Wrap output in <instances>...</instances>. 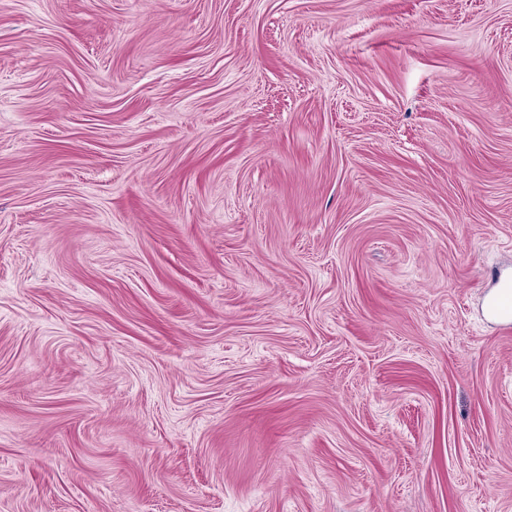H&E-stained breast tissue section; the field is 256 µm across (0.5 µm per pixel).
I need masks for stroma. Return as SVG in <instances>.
I'll return each instance as SVG.
<instances>
[{
    "label": "stroma",
    "mask_w": 512,
    "mask_h": 512,
    "mask_svg": "<svg viewBox=\"0 0 512 512\" xmlns=\"http://www.w3.org/2000/svg\"><path fill=\"white\" fill-rule=\"evenodd\" d=\"M512 0H0V512H512ZM500 288H505V290L498 297L492 298L489 304L496 312L498 321L508 323L512 318V307L509 304L512 295V277H504Z\"/></svg>",
    "instance_id": "1"
}]
</instances>
